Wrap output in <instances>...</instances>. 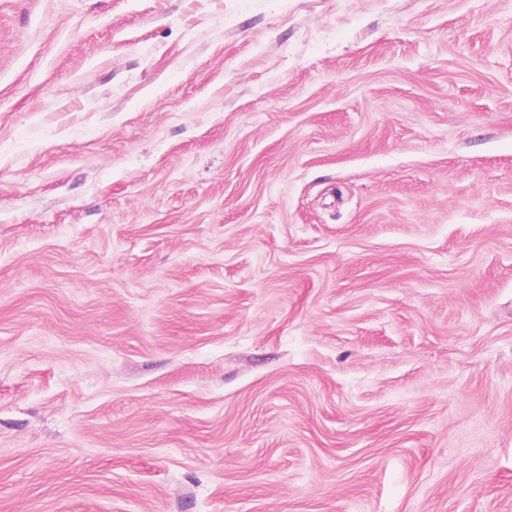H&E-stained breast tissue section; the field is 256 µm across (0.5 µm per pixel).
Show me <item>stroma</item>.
<instances>
[{
    "instance_id": "1",
    "label": "stroma",
    "mask_w": 512,
    "mask_h": 512,
    "mask_svg": "<svg viewBox=\"0 0 512 512\" xmlns=\"http://www.w3.org/2000/svg\"><path fill=\"white\" fill-rule=\"evenodd\" d=\"M0 512H512V0H0Z\"/></svg>"
}]
</instances>
